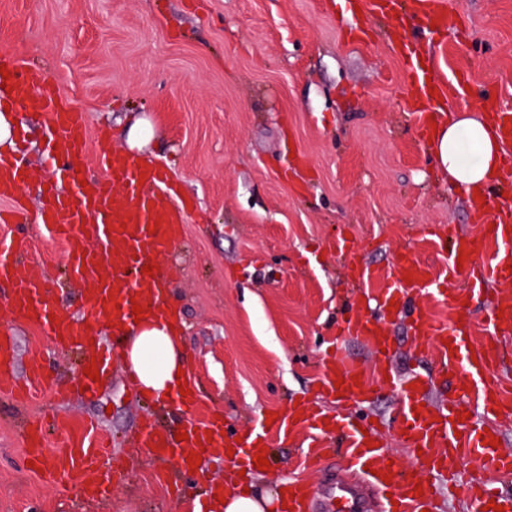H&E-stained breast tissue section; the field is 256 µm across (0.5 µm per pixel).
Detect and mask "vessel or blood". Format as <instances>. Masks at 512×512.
<instances>
[{
    "mask_svg": "<svg viewBox=\"0 0 512 512\" xmlns=\"http://www.w3.org/2000/svg\"><path fill=\"white\" fill-rule=\"evenodd\" d=\"M372 10L396 17L399 25L413 21L418 25L436 26L444 30L457 25L459 15L450 13L444 0H368ZM0 66L10 73L8 86L0 85V109L34 111L45 116L53 133L43 152L46 176L41 189L40 219L55 226L66 248V260L73 275L87 283L82 295V314L53 305L48 291L19 254L26 241L22 238L0 240V281L10 284L12 305L20 318L37 322L54 341L83 347L94 344V357L99 374H107L112 347L93 340L91 326L108 318L113 331L133 326L134 305L144 304L146 296H158L168 280L178 275L175 267H154L155 258L181 234L184 214L169 205L164 195L170 189L169 176L160 166L146 163L131 154H122L108 146L97 150L96 175L77 171V161L86 153L88 124L83 112L71 106L47 74L25 67L11 53L0 52ZM448 98V87L439 78L417 76L412 81L409 104L415 112L418 133L429 140L433 127L442 118L441 109ZM481 105L489 112L494 131L503 144L512 145V113L500 109L498 99L484 95ZM26 145L18 143L15 156H0V202L8 204V212H0L1 224H23L27 221L23 190L32 176L25 160ZM478 233L465 236L456 226H449L448 237L461 255L448 258V276L466 275L464 288L449 289L446 299L450 319L433 325L424 316L413 320L416 335L425 339L436 361L456 372L459 399L437 406L428 399L430 384L419 373L388 377L391 385L405 388L403 440L407 447L418 450L417 458L425 471L453 472L460 459L471 457L477 462V474L460 490L465 495L468 512H486L487 504L512 512V493L498 482L512 477V451L491 447L487 440L499 437L498 426L512 421V383H503L491 375L499 364L496 348L490 340L512 339V195H499L493 209H486L477 193L468 195ZM496 245L494 255H487L488 245ZM152 273H144V266ZM353 281L372 284L382 280L385 297L401 300L423 291L437 277L435 267L412 253L397 254L387 272L368 265L350 269ZM486 298L489 318V342L473 339V329L465 312L471 300ZM364 339L371 347L376 362L388 361L393 341L384 322L361 315L346 319L336 335L337 345L331 350L322 373V386L327 392H340L344 400L361 401L365 385L358 379L363 372L346 353L342 342L346 337ZM473 400L486 417L484 425H472L464 419L461 399ZM176 405L185 420L182 429L188 438L178 441L151 423L142 426L139 444L155 456L174 460L182 470H189L188 455L220 456L228 449H244L240 465L245 471L254 468L253 459L266 447L270 434L290 436L296 429L314 430L303 450V460L313 463L324 454L321 434L330 432L333 422L314 413L306 405L289 407L270 427L249 433L236 441L224 427V417L213 412L196 415L198 398L193 387H186ZM355 471L364 472L368 485L390 493L393 503L388 512H430L433 493L429 483L420 482L413 469L401 464H388L377 432H362L358 426L348 428L343 440ZM105 451L81 446L67 449L56 456L49 473L60 485L80 480L84 497L101 499L109 495L115 480L100 461ZM366 484V485H367ZM364 487V486H363ZM363 487L334 484L327 500H317L307 485L294 483L295 512H332L342 505L343 512H359L364 498Z\"/></svg>",
    "mask_w": 512,
    "mask_h": 512,
    "instance_id": "obj_1",
    "label": "vessel or blood"
}]
</instances>
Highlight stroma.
Wrapping results in <instances>:
<instances>
[{
  "label": "stroma",
  "mask_w": 512,
  "mask_h": 512,
  "mask_svg": "<svg viewBox=\"0 0 512 512\" xmlns=\"http://www.w3.org/2000/svg\"><path fill=\"white\" fill-rule=\"evenodd\" d=\"M367 0H0V51L44 68L61 94L84 112L89 146L81 159L95 169L99 140L124 149L129 125L150 119L144 159L166 163L176 201L187 208L182 235L158 258L177 267L170 302L186 322L189 372L201 403L224 414L235 437L296 401L333 417H370L388 454L413 466L400 440L401 393L381 384L382 370L363 340L345 348L371 388L358 404L319 392V376L336 326L346 315L381 316L380 285L354 287L347 259L386 269L408 249L444 264L449 225L477 231L469 203L437 173L428 143L407 110L414 76L387 36L391 16ZM462 23L449 31L411 29L423 69L441 80L468 77L471 93L449 110L474 112L488 90L512 112V0H446ZM358 11L370 34L361 43L338 19ZM33 240L24 257L54 303L81 310L83 284L65 270L63 244L36 216L39 180L25 187ZM350 253H341L339 242ZM0 329L16 343L14 377L31 356L48 358L46 383L17 402L0 395V512H188L206 482L229 463L177 471L147 461L134 445L151 415L178 432L182 413L139 395L113 359L112 374L93 395L61 403L83 351L62 349L0 298ZM386 329L394 340L387 370H418L433 380L430 400L447 404L455 374L430 356L408 320ZM55 416L56 447L82 442L91 422L111 437L104 469L123 471L108 498L85 501L77 489L50 482L26 463L19 427ZM304 436L272 438L262 478L280 477L323 494L329 479H350L347 458L331 448L321 470L301 464Z\"/></svg>",
  "instance_id": "stroma-1"
}]
</instances>
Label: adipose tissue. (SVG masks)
<instances>
[{"label": "adipose tissue", "mask_w": 512, "mask_h": 512, "mask_svg": "<svg viewBox=\"0 0 512 512\" xmlns=\"http://www.w3.org/2000/svg\"><path fill=\"white\" fill-rule=\"evenodd\" d=\"M468 139L477 150V159L463 163L459 156L461 139ZM432 150L438 170L451 186L484 187L504 159L499 138L483 117L451 114L441 123L433 139ZM185 323L176 309L166 313L143 315L125 336L121 362L135 379L139 390L158 401H165L178 388V372L187 370L184 351ZM288 480L276 481L268 491L249 484L242 488L225 486L223 495L207 496L195 502V512H284L288 504Z\"/></svg>", "instance_id": "adipose-tissue-1"}]
</instances>
